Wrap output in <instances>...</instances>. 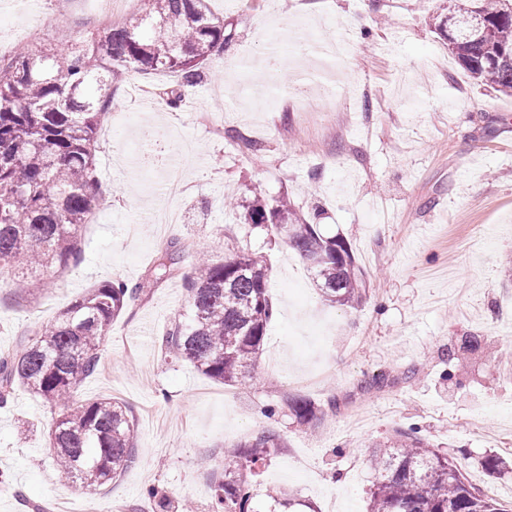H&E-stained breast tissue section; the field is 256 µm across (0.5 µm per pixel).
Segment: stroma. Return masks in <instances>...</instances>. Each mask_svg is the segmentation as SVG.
<instances>
[{
	"label": "stroma",
	"mask_w": 512,
	"mask_h": 512,
	"mask_svg": "<svg viewBox=\"0 0 512 512\" xmlns=\"http://www.w3.org/2000/svg\"><path fill=\"white\" fill-rule=\"evenodd\" d=\"M233 39L206 62L208 79L143 111L132 84H175L173 75L129 76L115 94L95 154V220L83 228V260L48 270L47 294L13 298L0 277V352L20 350L37 327L94 284L135 283L154 258L180 248L172 278L132 300L112 324L84 400L116 398L135 420L137 461L94 487L57 476L47 440L55 410L20 389L0 409V512H155V485L173 503L209 512L211 475L224 450L260 431L281 446L252 480L256 512H272L270 488H286L316 512H366L374 475L367 459L395 429L457 462L479 489L512 506V97L469 78L434 30L448 0H210ZM35 50L78 43L99 26L91 0H40ZM305 15L309 42L369 25L337 69L314 53L287 57L270 85L251 89L239 67L258 64L263 33ZM153 123L155 149L192 145L179 161L188 191L160 192L161 169L135 143ZM238 138H228V130ZM288 197L350 246L367 276L355 307L324 301L305 262L282 239L229 209L253 189ZM175 209L165 230L143 220ZM249 249L268 259L274 316L255 378L225 387L172 359L162 338L190 314L185 276L195 253ZM388 382L370 387L369 377ZM304 396L325 414L297 424L285 401ZM503 458L501 474L482 466Z\"/></svg>",
	"instance_id": "stroma-1"
}]
</instances>
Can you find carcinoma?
I'll list each match as a JSON object with an SVG mask.
<instances>
[{"label": "carcinoma", "mask_w": 512, "mask_h": 512, "mask_svg": "<svg viewBox=\"0 0 512 512\" xmlns=\"http://www.w3.org/2000/svg\"><path fill=\"white\" fill-rule=\"evenodd\" d=\"M455 24L436 16L435 30L469 76L512 96V0H448ZM149 10L119 26L90 34L71 47L19 46L0 58V275L14 294L45 290L40 275L83 260L80 231L95 206V151L112 92L126 72L174 74L170 100L180 87L206 80L204 64L224 50L231 34L207 0H148ZM244 219L286 240L313 266L321 297L358 304L366 280L343 238L300 217L286 198L254 189ZM179 260L169 246L139 282L106 280L89 288L43 325L18 352L0 355V407L20 386L40 395L58 415L49 432L59 474L103 486L135 459V423L128 406L111 398H77L101 361L112 322L128 302L173 273ZM267 259L239 250L222 261L202 257L184 280L190 323H176L163 344L175 358L226 385L254 378L273 318ZM296 420L309 424L321 408L309 398L287 401ZM280 447L269 431L224 452L213 472L212 512H256L250 478ZM375 473L368 512H509L471 486L453 461L411 427L370 457Z\"/></svg>", "instance_id": "obj_1"}]
</instances>
